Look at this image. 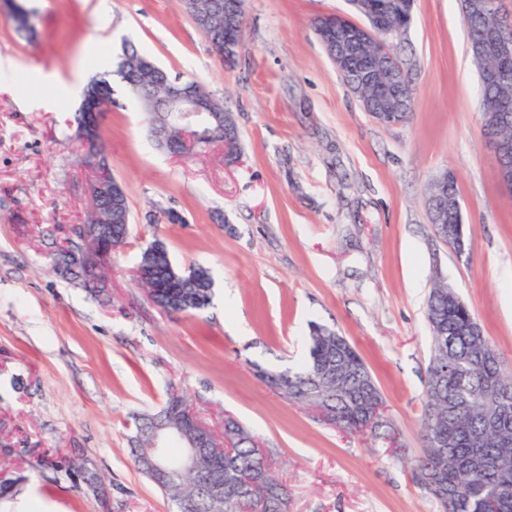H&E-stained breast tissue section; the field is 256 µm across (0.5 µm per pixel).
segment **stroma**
Masks as SVG:
<instances>
[{
	"label": "stroma",
	"instance_id": "1",
	"mask_svg": "<svg viewBox=\"0 0 512 512\" xmlns=\"http://www.w3.org/2000/svg\"><path fill=\"white\" fill-rule=\"evenodd\" d=\"M18 30L0 0V474H19L0 512L41 498L48 512H173L134 465V419L171 392L222 432L235 418L273 449L290 512H441L415 468L431 338L429 292L448 282L512 373V194L497 178L460 0H415L410 119L375 122L344 83L312 21L347 0H246L233 64L211 50L179 0H20ZM171 76L202 82L241 132L182 156L158 148L145 112L114 72L127 47ZM111 77L101 136L126 190L132 233L114 252L107 294L91 297L52 268L45 230L66 235L90 211L92 171L75 114L82 95L47 77ZM457 177L464 255L435 234L424 201ZM181 223H169L166 211ZM162 240L178 268L214 280L211 305L169 315L133 279ZM360 353L399 445L343 432L283 399L254 368L295 366L310 323ZM91 463L105 492L80 486L61 458Z\"/></svg>",
	"mask_w": 512,
	"mask_h": 512
}]
</instances>
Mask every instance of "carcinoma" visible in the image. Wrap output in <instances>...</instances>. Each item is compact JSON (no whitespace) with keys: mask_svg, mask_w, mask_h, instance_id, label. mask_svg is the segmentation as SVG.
Here are the masks:
<instances>
[{"mask_svg":"<svg viewBox=\"0 0 512 512\" xmlns=\"http://www.w3.org/2000/svg\"><path fill=\"white\" fill-rule=\"evenodd\" d=\"M389 5L392 20L406 24L405 0H373ZM127 69L118 75L144 109L158 124L167 125L168 136L177 139L179 126L162 112L153 111L163 95L162 85L170 81L167 71L148 57L133 52L125 56ZM219 122L209 127L211 135L224 142L225 156L233 161L241 154L238 127L222 104L212 103ZM443 224L454 240L457 253L466 251L467 237L462 208L445 212ZM52 260L69 255L72 239L44 240ZM138 268L150 272L151 281L175 279L180 288L174 295L153 292L152 302L163 311H201L211 302L213 280L209 271L195 267L176 268L164 242L155 240L141 253ZM426 318L431 330V360L445 373L427 377V407L436 409V419L424 427V438L440 443L427 448L418 460V470H431L448 483L455 495L453 512H512V374L501 366L499 355L483 335L470 308L447 283L430 292ZM256 372L264 381L291 402L317 411H335L337 427L350 432L365 428L367 414L385 406L378 384L369 367L351 343L336 330L311 324L307 354L295 368L270 370L260 365ZM183 396L172 393L167 406L155 415L140 418L131 453L141 472L174 505V512H257L265 491L268 505L282 484L271 471L273 454L266 459L254 453L253 436L235 419H224V432L235 448L227 454L207 448L199 469L213 471L224 481V496L216 498L201 489L196 475L187 474L175 482L161 484L138 458V449L151 440L155 423L167 412L178 417L175 407Z\"/></svg>","mask_w":512,"mask_h":512,"instance_id":"cac0c4a2","label":"carcinoma"}]
</instances>
